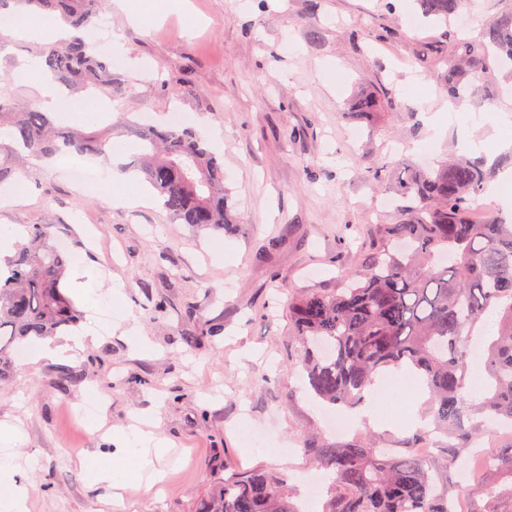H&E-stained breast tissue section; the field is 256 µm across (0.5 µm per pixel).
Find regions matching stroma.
<instances>
[{
  "label": "stroma",
  "mask_w": 512,
  "mask_h": 512,
  "mask_svg": "<svg viewBox=\"0 0 512 512\" xmlns=\"http://www.w3.org/2000/svg\"><path fill=\"white\" fill-rule=\"evenodd\" d=\"M189 19L129 24L105 4L99 37L122 36L112 71L128 96L102 100L109 122L163 126L171 113L224 165L228 222L196 231L172 222L159 201L116 207L52 161L32 169L24 197L0 186V226L51 223L73 261L92 266L101 292L134 317V333L99 324L100 302L79 300L93 340L75 359H23L0 386V423L23 435L30 512H197L230 470L268 471L291 495L322 472L307 454L328 434L327 408L310 396L291 336L288 299L335 287L396 219L390 191L405 167L461 154V138L489 158L512 153V76L496 63L468 77L459 109L444 111L434 74L512 0H464L466 28L419 17L415 0H189ZM39 42H0V91L38 106L34 83L15 79ZM383 108L346 114L358 92ZM167 314L156 318L154 306ZM196 347H187L185 334ZM86 377L66 390L63 373ZM104 394L86 423L71 408ZM378 425L349 426L343 442L400 448L428 399L415 379L388 374ZM146 415L165 440L152 466L160 493L130 486L123 507L91 482L80 461L113 451L107 431Z\"/></svg>",
  "instance_id": "stroma-1"
}]
</instances>
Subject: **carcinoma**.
<instances>
[{
    "label": "carcinoma",
    "instance_id": "obj_1",
    "mask_svg": "<svg viewBox=\"0 0 512 512\" xmlns=\"http://www.w3.org/2000/svg\"><path fill=\"white\" fill-rule=\"evenodd\" d=\"M104 0H0V12L37 21L54 15L76 32L37 54L70 95L102 91L122 97L124 81L92 48ZM423 16L448 23L462 0H417ZM437 80L457 95L475 67L493 58L512 63V12L489 21L479 38L461 43ZM378 100L360 93L352 111L373 112ZM140 147L132 167L174 222L197 231L224 230V167L195 133L177 126L129 128ZM117 148L112 129L59 128L52 113L16 104L0 93V183L28 176L33 163L61 153L105 155ZM492 170L484 156L412 167L394 191L410 200L395 224L378 226L380 245L331 289H307L288 301L301 365L315 397L349 408L365 405L375 379L415 372L430 393L435 429L448 438L446 457L424 458L412 446L381 451L368 442L307 449L331 476L323 512H454L449 484L436 476L477 439L465 425L477 416L512 428V224L470 218ZM50 224L27 230V241L0 274V381L14 372L24 342L75 325L80 311L64 291L69 257ZM484 348L486 378L468 387L472 340ZM512 481V447L494 456ZM201 512H298L286 485L271 473H233Z\"/></svg>",
    "mask_w": 512,
    "mask_h": 512
}]
</instances>
